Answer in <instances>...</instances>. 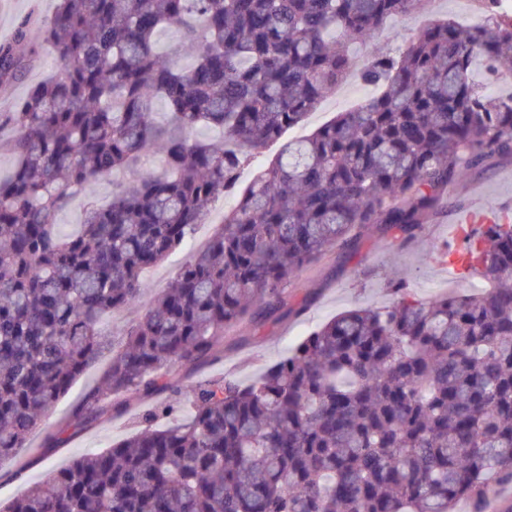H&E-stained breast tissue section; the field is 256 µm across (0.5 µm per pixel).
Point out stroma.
I'll return each mask as SVG.
<instances>
[{"instance_id": "1", "label": "stroma", "mask_w": 512, "mask_h": 512, "mask_svg": "<svg viewBox=\"0 0 512 512\" xmlns=\"http://www.w3.org/2000/svg\"><path fill=\"white\" fill-rule=\"evenodd\" d=\"M55 0H0V41L9 38L18 21L34 15L49 19ZM455 18L461 23H477L485 18L483 0H432L424 11L390 19L376 35L373 46L380 52H397L433 18ZM360 80L338 85L302 123L300 130H289L288 138L310 135L332 121L339 113L353 108L360 100ZM137 166H130L113 179L91 183L84 194L75 197L59 212L56 221L70 231L80 220L87 199L105 204L120 186L133 181ZM512 199V156L493 155L471 171L468 179L448 188V201L438 215L421 225L412 239L394 236L383 226L370 228L355 249H338L308 265L298 277L288 281L285 291L290 305L301 306L300 314L263 323L244 322L227 331L224 354L194 371L178 370L183 384L226 377L248 382L267 365L281 359L286 351L312 330L338 314L365 306H383L392 299L391 283L402 282L417 298L427 300L449 292L470 293L482 286L480 277L448 278L443 263L431 253L433 246L445 245L448 223L458 211L475 205L495 206ZM104 353L71 386L54 412L44 418L29 435L27 446L0 459V504H7L26 488L40 482L46 471L67 466L91 448L104 449L118 442L138 426V407L116 415L111 404H103L100 416L84 429L53 449H45L48 436L66 427L73 411L94 389L111 363Z\"/></svg>"}]
</instances>
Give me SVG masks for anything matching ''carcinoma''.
<instances>
[{
    "label": "carcinoma",
    "mask_w": 512,
    "mask_h": 512,
    "mask_svg": "<svg viewBox=\"0 0 512 512\" xmlns=\"http://www.w3.org/2000/svg\"><path fill=\"white\" fill-rule=\"evenodd\" d=\"M424 2L59 0L42 24L56 70L0 111L14 157L0 176V459L98 358L102 317L134 308L143 273L190 245L259 150L280 147L133 321L79 415L163 395L146 426L0 512H490L512 483L511 223L432 249L490 281L484 293L423 301L395 284L390 304L331 319L248 384L171 377L223 352L227 327L284 309L305 266L372 224L413 237L448 185L512 154V90H486L512 63L498 0L480 24H427L401 56L369 49ZM35 24L0 42V92L24 78ZM171 25L186 68L157 51ZM353 69L381 93L282 140ZM154 150L163 173L143 170L58 229L71 198Z\"/></svg>",
    "instance_id": "cac0c4a2"
}]
</instances>
